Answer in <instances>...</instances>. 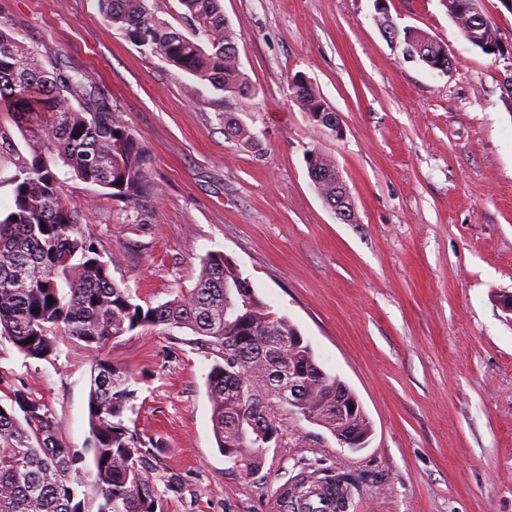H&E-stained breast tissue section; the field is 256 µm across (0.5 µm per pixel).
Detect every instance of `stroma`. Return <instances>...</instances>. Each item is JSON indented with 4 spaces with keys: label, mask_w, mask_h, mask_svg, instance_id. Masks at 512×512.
I'll return each mask as SVG.
<instances>
[{
    "label": "stroma",
    "mask_w": 512,
    "mask_h": 512,
    "mask_svg": "<svg viewBox=\"0 0 512 512\" xmlns=\"http://www.w3.org/2000/svg\"><path fill=\"white\" fill-rule=\"evenodd\" d=\"M253 87L224 97L112 29L97 0H0V20L50 59L87 72L147 151L135 208L69 183L117 283L158 305L193 288L211 252L233 259L319 365L357 394L365 447L291 419L261 467L216 444L206 392L220 355L186 329L135 330L101 349L66 338L47 359L0 337V377L47 404L77 457L81 512H98L89 426L97 359L128 371L122 425L149 446L163 512H274L282 488L336 472L345 512H512V52L483 53L443 0H387L401 28L445 45L448 72L410 58L375 0H220ZM318 85L342 119L315 133L291 81ZM196 87L188 95L187 87ZM248 126L259 145L227 138ZM330 155L357 221L315 191L308 153Z\"/></svg>",
    "instance_id": "stroma-1"
}]
</instances>
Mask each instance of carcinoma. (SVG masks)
Listing matches in <instances>:
<instances>
[{
  "instance_id": "cac0c4a2",
  "label": "carcinoma",
  "mask_w": 512,
  "mask_h": 512,
  "mask_svg": "<svg viewBox=\"0 0 512 512\" xmlns=\"http://www.w3.org/2000/svg\"><path fill=\"white\" fill-rule=\"evenodd\" d=\"M98 2L112 28L135 45L227 96L252 92L237 52L239 35L225 22L219 0H180L193 26L190 36L160 20L150 0ZM455 23L481 51L495 43L496 28L465 14ZM413 40L423 46L424 64L441 56L442 44L427 32L417 31ZM291 99L315 132L327 129L319 119L325 100L316 84L292 82ZM2 108L24 144L0 125V173L9 170L5 181L13 186L11 210L0 217V336L28 358L47 359L61 337L99 347L137 329H188L221 355L207 376L213 432L218 447L243 467L261 465L263 436L282 430L289 418L301 420L307 412L336 434L342 427L331 411L336 376L325 373L324 386L314 384L324 373L314 352L305 344L288 347L299 329L271 311L231 258L208 254L195 287L157 306L134 303L129 289L112 280L97 245L80 231L81 214L66 188L80 181L140 205L150 195L145 148L86 72L47 60L0 22ZM227 129L241 146H257L247 126L230 122ZM310 157L312 184L330 205L339 195L340 171L320 151ZM290 369L304 396L301 405L280 394ZM129 380L127 371L96 361L89 423L94 481L103 497L99 512H161L143 466L144 443L113 422L131 396ZM7 398L22 417L0 405V512H79L70 478L74 454L59 438L54 413L19 389ZM352 485L348 474L336 473L293 491L337 504Z\"/></svg>"
}]
</instances>
